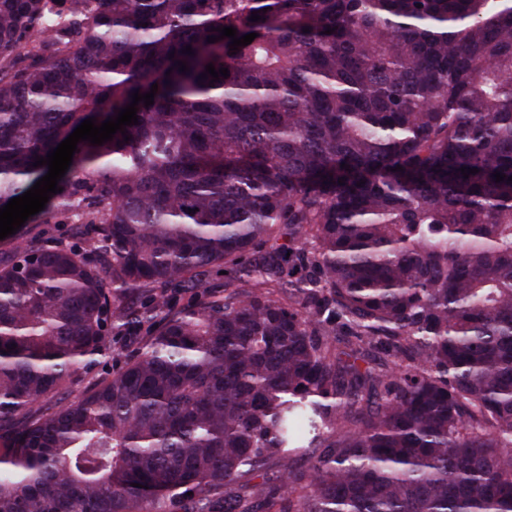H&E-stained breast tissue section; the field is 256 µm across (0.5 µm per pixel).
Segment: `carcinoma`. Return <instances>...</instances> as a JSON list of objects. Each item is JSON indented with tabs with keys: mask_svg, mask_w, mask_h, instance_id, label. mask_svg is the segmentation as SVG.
Instances as JSON below:
<instances>
[{
	"mask_svg": "<svg viewBox=\"0 0 512 512\" xmlns=\"http://www.w3.org/2000/svg\"><path fill=\"white\" fill-rule=\"evenodd\" d=\"M154 84L0 240V512H512V0H0V207Z\"/></svg>",
	"mask_w": 512,
	"mask_h": 512,
	"instance_id": "1",
	"label": "carcinoma"
}]
</instances>
